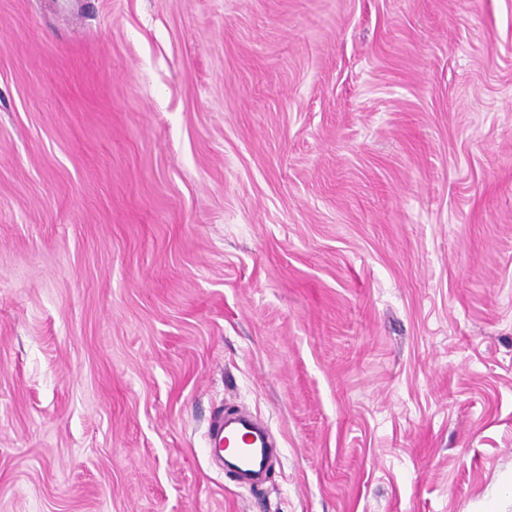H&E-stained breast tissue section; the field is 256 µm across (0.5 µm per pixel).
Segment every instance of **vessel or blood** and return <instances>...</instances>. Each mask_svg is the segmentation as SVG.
I'll return each instance as SVG.
<instances>
[{
	"label": "vessel or blood",
	"instance_id": "1",
	"mask_svg": "<svg viewBox=\"0 0 512 512\" xmlns=\"http://www.w3.org/2000/svg\"><path fill=\"white\" fill-rule=\"evenodd\" d=\"M209 444L240 486L255 488L271 466L272 446L253 415L224 410L211 425Z\"/></svg>",
	"mask_w": 512,
	"mask_h": 512
}]
</instances>
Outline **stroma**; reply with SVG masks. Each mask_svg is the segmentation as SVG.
<instances>
[{
  "label": "stroma",
  "instance_id": "1",
  "mask_svg": "<svg viewBox=\"0 0 512 512\" xmlns=\"http://www.w3.org/2000/svg\"><path fill=\"white\" fill-rule=\"evenodd\" d=\"M0 512H512V0H0ZM209 444L214 457L224 460L226 473L241 487L257 489L256 484L271 466L273 446L253 415L224 410L211 425Z\"/></svg>",
  "mask_w": 512,
  "mask_h": 512
}]
</instances>
